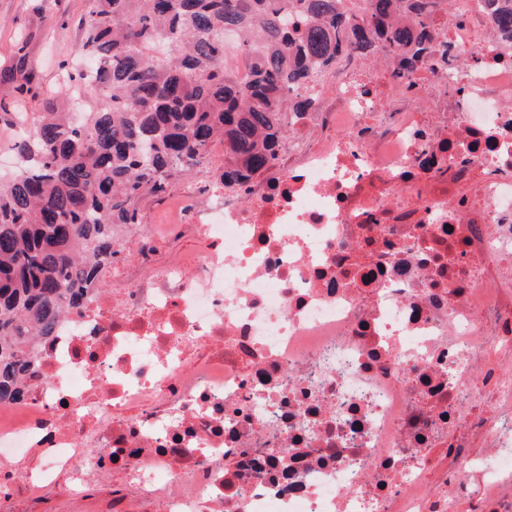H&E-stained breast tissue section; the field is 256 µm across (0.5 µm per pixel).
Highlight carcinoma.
I'll use <instances>...</instances> for the list:
<instances>
[{
  "instance_id": "1",
  "label": "carcinoma",
  "mask_w": 512,
  "mask_h": 512,
  "mask_svg": "<svg viewBox=\"0 0 512 512\" xmlns=\"http://www.w3.org/2000/svg\"><path fill=\"white\" fill-rule=\"evenodd\" d=\"M437 0H90L81 29L99 105L73 121L45 104L21 164L0 181V401L23 395L34 343L98 287L121 256L120 231L140 205L200 171L214 141L227 189L272 169L286 116L314 106L309 89L343 53L400 57L417 70L431 51ZM491 18L512 33V0ZM255 55L224 69V33Z\"/></svg>"
}]
</instances>
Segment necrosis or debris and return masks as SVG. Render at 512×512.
<instances>
[{"instance_id":"obj_1","label":"necrosis or debris","mask_w":512,"mask_h":512,"mask_svg":"<svg viewBox=\"0 0 512 512\" xmlns=\"http://www.w3.org/2000/svg\"><path fill=\"white\" fill-rule=\"evenodd\" d=\"M432 41L345 55L247 192H174L176 256L144 224L0 403V512H512V38L452 0Z\"/></svg>"}]
</instances>
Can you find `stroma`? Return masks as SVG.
<instances>
[{
	"mask_svg": "<svg viewBox=\"0 0 512 512\" xmlns=\"http://www.w3.org/2000/svg\"><path fill=\"white\" fill-rule=\"evenodd\" d=\"M88 0H0V173L17 165L20 128H34L65 68L85 63L80 19ZM32 92H23V85Z\"/></svg>",
	"mask_w": 512,
	"mask_h": 512,
	"instance_id": "obj_1",
	"label": "stroma"
}]
</instances>
